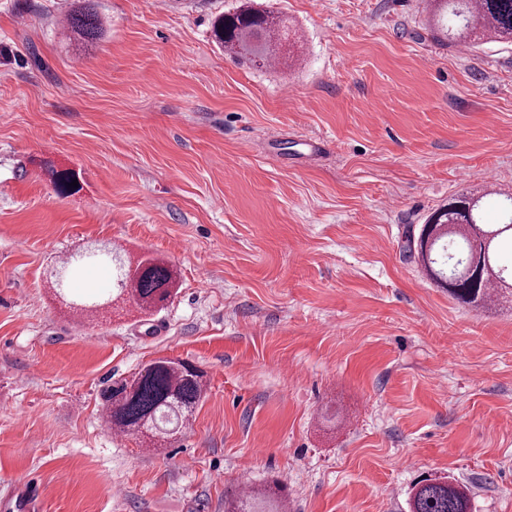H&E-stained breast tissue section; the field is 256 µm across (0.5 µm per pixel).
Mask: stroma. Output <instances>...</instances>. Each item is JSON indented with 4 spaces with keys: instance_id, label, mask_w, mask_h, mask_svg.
<instances>
[{
    "instance_id": "1",
    "label": "stroma",
    "mask_w": 512,
    "mask_h": 512,
    "mask_svg": "<svg viewBox=\"0 0 512 512\" xmlns=\"http://www.w3.org/2000/svg\"><path fill=\"white\" fill-rule=\"evenodd\" d=\"M258 2L299 61L217 46L238 0H92L82 43L78 0H0V496L224 512L244 473L288 512H408L451 476L512 512V309L458 303L407 249L451 197L512 193V46L448 45L419 0ZM100 245L173 265L171 300L77 312L51 271ZM162 357L204 374L192 418L113 434L103 390ZM102 27L101 17L90 4L85 3L74 9L65 21L67 31L80 40L96 39L101 33ZM44 490L37 483L25 481L14 484L6 495L0 498L2 512H38Z\"/></svg>"
}]
</instances>
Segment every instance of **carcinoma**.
I'll return each mask as SVG.
<instances>
[{"instance_id":"carcinoma-1","label":"carcinoma","mask_w":512,"mask_h":512,"mask_svg":"<svg viewBox=\"0 0 512 512\" xmlns=\"http://www.w3.org/2000/svg\"><path fill=\"white\" fill-rule=\"evenodd\" d=\"M430 22L448 31L455 45L477 47L488 43L512 45V0H431ZM101 17L91 5L82 4L65 21L75 38L93 40L102 31ZM215 41L224 49L262 69L292 53L288 26L272 10L250 3L218 18ZM487 194L471 192L448 200L428 217L418 236H409L408 251L417 256L430 279L448 290L457 302L475 308L499 304L502 286L512 281V269L500 272L498 252L512 248V194L500 200L501 219L486 224L482 218ZM92 264L111 269L112 288L100 295L81 298L75 309L90 312L117 298H128L137 309L150 314L172 297L177 272L168 263L146 257L128 275V261L111 250L76 252L57 268V286L68 289ZM204 394L203 376L193 365L158 358L129 379L112 382L104 394L106 413L124 431H142L169 438L189 420ZM284 497L268 488L253 489L224 505V512H282ZM410 512H472L467 486L453 477L418 482L409 501Z\"/></svg>"}]
</instances>
